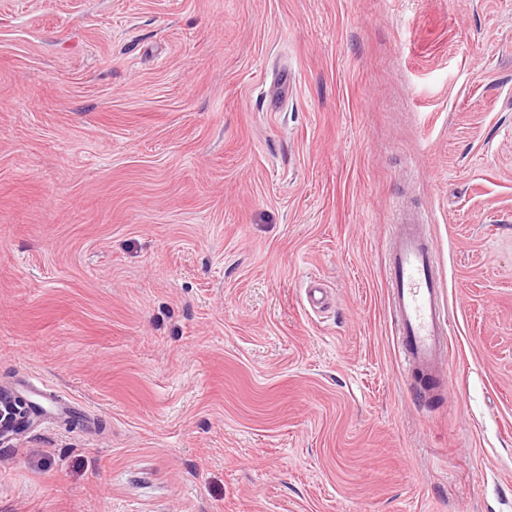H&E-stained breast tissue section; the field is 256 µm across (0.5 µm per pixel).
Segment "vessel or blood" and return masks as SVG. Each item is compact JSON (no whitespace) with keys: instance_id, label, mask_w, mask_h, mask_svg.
<instances>
[{"instance_id":"b4317fda","label":"vessel or blood","mask_w":512,"mask_h":512,"mask_svg":"<svg viewBox=\"0 0 512 512\" xmlns=\"http://www.w3.org/2000/svg\"><path fill=\"white\" fill-rule=\"evenodd\" d=\"M426 214L406 212L394 222L386 248L390 306L413 386L439 383L450 354L447 282L428 238Z\"/></svg>"}]
</instances>
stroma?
<instances>
[{
    "mask_svg": "<svg viewBox=\"0 0 512 512\" xmlns=\"http://www.w3.org/2000/svg\"><path fill=\"white\" fill-rule=\"evenodd\" d=\"M42 385L81 417L0 444V512H512V0H0V390ZM426 224V214H401L391 226L386 248L391 311L416 393L424 380L433 385L444 380L450 354L447 282Z\"/></svg>",
    "mask_w": 512,
    "mask_h": 512,
    "instance_id": "obj_1",
    "label": "stroma"
}]
</instances>
